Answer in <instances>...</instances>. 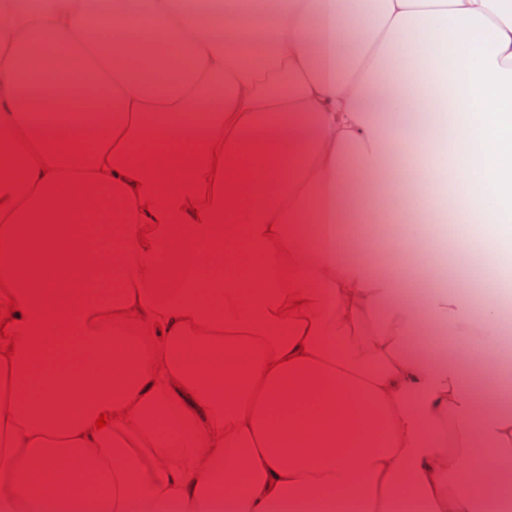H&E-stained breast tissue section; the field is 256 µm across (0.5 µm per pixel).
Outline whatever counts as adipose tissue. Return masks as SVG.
<instances>
[{
  "instance_id": "obj_1",
  "label": "adipose tissue",
  "mask_w": 512,
  "mask_h": 512,
  "mask_svg": "<svg viewBox=\"0 0 512 512\" xmlns=\"http://www.w3.org/2000/svg\"><path fill=\"white\" fill-rule=\"evenodd\" d=\"M262 11L257 28L235 0L220 24L185 0H0V133L79 141L110 179L141 144L229 145L252 173L240 240L261 265L214 306L201 273L234 249L198 245L159 305L134 279L165 246H100L120 284L70 319L78 375L24 401L0 379V512H512V309L447 277L433 232L465 225L453 247L512 280V0ZM402 191L399 241L365 234ZM127 309L162 323L160 375Z\"/></svg>"
}]
</instances>
